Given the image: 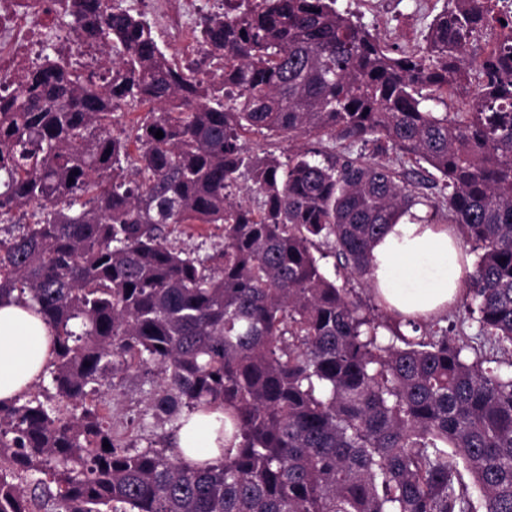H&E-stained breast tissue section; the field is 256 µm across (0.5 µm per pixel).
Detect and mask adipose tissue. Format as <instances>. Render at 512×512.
<instances>
[{"instance_id":"ef3b65f1","label":"adipose tissue","mask_w":512,"mask_h":512,"mask_svg":"<svg viewBox=\"0 0 512 512\" xmlns=\"http://www.w3.org/2000/svg\"><path fill=\"white\" fill-rule=\"evenodd\" d=\"M425 207L388 225L372 251V288L378 302L402 318L428 321L443 315L467 287L473 267L453 227L427 223ZM50 327L23 302L0 301V401L18 398L37 382L55 356ZM224 412L193 413L176 431L185 462L223 460Z\"/></svg>"}]
</instances>
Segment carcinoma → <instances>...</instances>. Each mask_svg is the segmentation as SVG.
<instances>
[{
  "label": "carcinoma",
  "instance_id": "1",
  "mask_svg": "<svg viewBox=\"0 0 512 512\" xmlns=\"http://www.w3.org/2000/svg\"><path fill=\"white\" fill-rule=\"evenodd\" d=\"M338 0H224L206 55L177 65L151 25L112 0H70L100 74L54 44L0 95V299L55 336L49 384L0 403V512H512V12L448 0L425 44L395 58ZM494 49L476 66L472 43ZM460 112H436L471 82ZM153 105L134 136L119 111ZM164 137L157 139L155 133ZM290 142L371 138L427 164L477 255L461 301L508 369L471 361L448 330L382 320L321 271L333 249L370 283L374 242L418 204L395 169ZM139 142L130 150V139ZM261 197L236 200L240 178ZM184 224H218L200 256ZM154 365L145 448L102 414L112 379ZM224 409V460L185 465L184 416ZM110 447L103 448V443ZM471 477L466 483L464 475ZM184 224L172 238L177 247L197 251L201 256L212 253V248L222 242L221 230L215 226H186Z\"/></svg>",
  "mask_w": 512,
  "mask_h": 512
}]
</instances>
